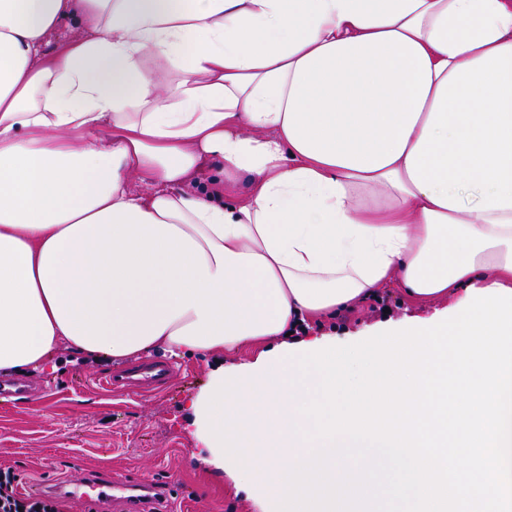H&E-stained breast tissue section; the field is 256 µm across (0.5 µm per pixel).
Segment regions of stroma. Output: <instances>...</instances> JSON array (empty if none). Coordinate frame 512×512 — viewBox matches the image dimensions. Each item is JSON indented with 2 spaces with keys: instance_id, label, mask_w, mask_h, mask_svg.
<instances>
[{
  "instance_id": "1",
  "label": "stroma",
  "mask_w": 512,
  "mask_h": 512,
  "mask_svg": "<svg viewBox=\"0 0 512 512\" xmlns=\"http://www.w3.org/2000/svg\"><path fill=\"white\" fill-rule=\"evenodd\" d=\"M381 295L387 311L376 310L372 299L360 303L336 318L337 338L444 306L440 300L419 305L392 288ZM219 360L216 354L180 358L181 371L169 390L122 397L98 388L119 360L60 354L56 370L25 376L38 389L39 401L0 400V469L13 471L21 493L31 482L52 485L109 471L181 486L177 512H257L230 479L211 474L196 460L194 443L183 429L187 397L205 385Z\"/></svg>"
}]
</instances>
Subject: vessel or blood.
<instances>
[{
  "label": "vessel or blood",
  "instance_id": "obj_1",
  "mask_svg": "<svg viewBox=\"0 0 512 512\" xmlns=\"http://www.w3.org/2000/svg\"><path fill=\"white\" fill-rule=\"evenodd\" d=\"M175 378L174 367L167 362L144 361L116 370L102 378L109 392L128 395L161 393ZM53 494L81 502L85 512H100L102 505L112 504L115 512H154L155 507H169L171 495L161 485L143 483L108 472H93L76 482L53 487Z\"/></svg>",
  "mask_w": 512,
  "mask_h": 512
}]
</instances>
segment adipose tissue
I'll list each match as a JSON object with an SVG mask.
<instances>
[{
    "label": "adipose tissue",
    "instance_id": "adipose-tissue-1",
    "mask_svg": "<svg viewBox=\"0 0 512 512\" xmlns=\"http://www.w3.org/2000/svg\"><path fill=\"white\" fill-rule=\"evenodd\" d=\"M387 283L512 289V0H0V373L250 350L188 427L271 512L274 341Z\"/></svg>",
    "mask_w": 512,
    "mask_h": 512
}]
</instances>
